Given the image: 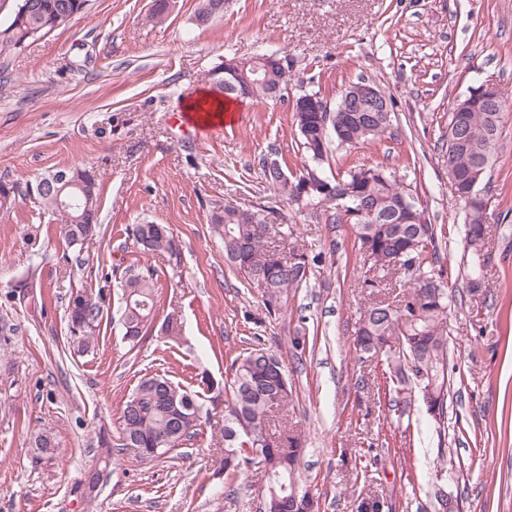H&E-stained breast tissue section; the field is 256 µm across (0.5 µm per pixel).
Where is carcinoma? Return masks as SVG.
I'll use <instances>...</instances> for the list:
<instances>
[{
    "mask_svg": "<svg viewBox=\"0 0 512 512\" xmlns=\"http://www.w3.org/2000/svg\"><path fill=\"white\" fill-rule=\"evenodd\" d=\"M34 7L17 8L10 23L0 28V53L22 46L39 34L64 28L85 13L89 0H31ZM224 0H199L195 18L205 25L221 14ZM290 63L270 72L254 73L251 64L235 74H219L212 69V85L222 83L227 99L280 98L288 88ZM344 96L332 108L328 124L318 113L296 104L292 106L300 144L317 167L329 161L332 143L337 146L369 143L381 137L395 120L389 112H347ZM506 101L489 111L482 101L463 113L459 130L448 131V180L458 198L473 196L463 224V254L459 264L465 288L472 295L485 292L484 269L490 262L487 244L490 224L481 211L487 199L481 184L492 164ZM83 187L64 192L76 197L70 211L72 223L63 227L70 247L82 251L84 244L98 234L100 224L101 183L98 174L87 167H71ZM264 179L279 196L291 202L302 197L316 199L318 191L302 193L310 181L330 185L337 194L331 199L341 204L338 222L356 228L358 251L367 271L380 278L396 277L409 291L393 307L381 302L371 305L361 316L357 342L365 353L385 357V374L396 404L406 409L407 394L415 389L422 397L426 412L440 423L448 409L451 388L448 377V336L444 323L448 317V280L444 267L437 264L438 227L426 217L424 209L403 185V176L378 166L350 170L344 178L329 181L310 169L295 181L284 179L276 163L264 166ZM20 186L0 181V209H9L16 201ZM367 208L372 218L355 216L357 208ZM247 219L238 206L228 202L211 211L213 230L224 243V258L243 276L247 286L263 298L269 314L279 313L288 299V291L308 285L312 265L319 255L305 251L283 257L271 247L274 225L266 222L264 209H252ZM134 246L143 253H174L173 239L164 224L146 222L132 228ZM120 321L128 341L138 343L151 324L155 308L154 270L150 266L120 281ZM80 302L68 307V325L80 322V331L69 329L67 341L81 350L88 349L100 325L102 298L82 292ZM232 380L224 383V473L236 474L249 467L264 469L265 495L272 512H316L314 495L301 485L298 439L276 435L270 429L273 408L287 403L291 396L282 360L265 349H254L231 364ZM203 404L199 395L173 383L165 376L142 379L126 400L121 414L117 448L130 449L142 459H154L180 447L199 434ZM158 452H153V449Z\"/></svg>",
    "mask_w": 512,
    "mask_h": 512,
    "instance_id": "cac0c4a2",
    "label": "carcinoma"
}]
</instances>
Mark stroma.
I'll return each instance as SVG.
<instances>
[{
	"instance_id": "stroma-1",
	"label": "stroma",
	"mask_w": 512,
	"mask_h": 512,
	"mask_svg": "<svg viewBox=\"0 0 512 512\" xmlns=\"http://www.w3.org/2000/svg\"><path fill=\"white\" fill-rule=\"evenodd\" d=\"M199 0H173L148 21L152 0H89L67 28L0 55V181L91 165L101 180V227L77 264L66 214L20 195L0 211V512H261V469L227 476L224 394L239 354L261 346L281 358L293 399L276 409L273 432L304 448V486L320 512H356L380 499L392 512H434V493L461 512H512V106L503 116L486 188L490 265L482 296L456 284L464 208L448 186L443 141L460 98L482 83L512 103V0H224V15L197 25ZM285 52L294 76L283 99H249L211 136L172 126L224 59ZM379 84L397 116L368 144L336 148L326 177L380 166L405 175L436 224L439 258L454 286L448 313L451 391L444 422L420 396L398 410L379 359L356 343L369 305L397 289L362 288L355 229L337 206L288 203L263 178L278 162L290 178L306 153L292 102ZM263 205L281 250L321 256L307 287L269 315L257 290L224 261L208 216L214 206ZM168 226L176 253L133 244V225ZM152 266L154 319L138 344L123 338L118 285L133 266ZM105 298L100 331L86 351L66 342L68 301ZM306 332L296 357L291 340ZM168 371L205 409L199 436L154 460L102 453L141 376ZM57 445L47 459L37 434ZM450 450L454 469L441 466ZM98 488L85 494L89 471ZM234 495H227V488Z\"/></svg>"
}]
</instances>
